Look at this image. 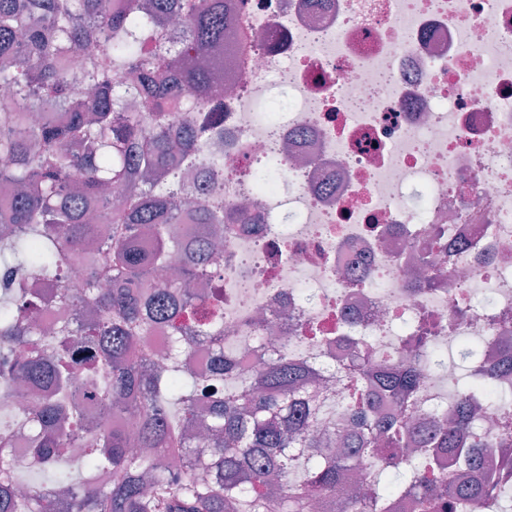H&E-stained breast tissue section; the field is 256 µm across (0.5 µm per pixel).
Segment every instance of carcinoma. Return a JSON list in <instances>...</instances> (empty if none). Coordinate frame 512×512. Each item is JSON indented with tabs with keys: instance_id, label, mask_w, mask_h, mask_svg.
I'll list each match as a JSON object with an SVG mask.
<instances>
[{
	"instance_id": "cac0c4a2",
	"label": "carcinoma",
	"mask_w": 512,
	"mask_h": 512,
	"mask_svg": "<svg viewBox=\"0 0 512 512\" xmlns=\"http://www.w3.org/2000/svg\"><path fill=\"white\" fill-rule=\"evenodd\" d=\"M0 0V512H388L410 489L421 512H471L506 490L472 478L487 437L475 412L503 413L512 367L491 365L458 391L457 410L431 426L403 413L422 379L416 361L373 367L346 338L348 411L324 430L321 368L274 354L264 372L224 353V295L210 293L224 238L225 0ZM273 159L257 169L276 188ZM205 189L186 204L188 175ZM59 286L71 317L50 329L38 285ZM167 331V363L141 340ZM206 341L213 371L194 372ZM473 362L482 346L458 342ZM90 352L85 381L73 352ZM210 399L209 413L197 400ZM49 482L12 459L15 430ZM81 448L78 455L68 452ZM389 448L411 456L396 466ZM462 472L450 493L433 456ZM383 465L372 477L367 460Z\"/></svg>"
}]
</instances>
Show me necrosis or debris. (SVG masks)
I'll return each mask as SVG.
<instances>
[{
	"label": "necrosis or debris",
	"mask_w": 512,
	"mask_h": 512,
	"mask_svg": "<svg viewBox=\"0 0 512 512\" xmlns=\"http://www.w3.org/2000/svg\"><path fill=\"white\" fill-rule=\"evenodd\" d=\"M224 334L254 371L251 332L343 366V336L394 361L411 326L452 348L512 344V0H228ZM276 193L251 188L269 128ZM430 285L407 271L421 248ZM458 367L414 402L452 410Z\"/></svg>",
	"instance_id": "1"
}]
</instances>
